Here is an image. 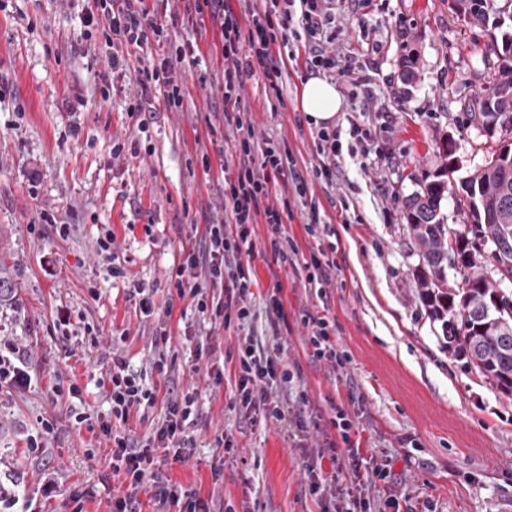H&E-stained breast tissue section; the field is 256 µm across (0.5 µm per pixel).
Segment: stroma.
Listing matches in <instances>:
<instances>
[{
	"label": "stroma",
	"instance_id": "1",
	"mask_svg": "<svg viewBox=\"0 0 512 512\" xmlns=\"http://www.w3.org/2000/svg\"><path fill=\"white\" fill-rule=\"evenodd\" d=\"M0 11V274L18 286L13 305L0 309V338L24 347L31 364L28 387H0V512H109L113 495L126 492L112 472V444L71 425L72 409L109 417L97 360L123 350L131 370L159 382L148 355L155 319L141 316L132 288L155 289L157 305L172 302V336L178 316L195 322L188 300L171 298L167 279L190 225L215 214V180L230 145L224 141L219 27L212 20L177 26L172 43H198L199 65L187 66L184 108L157 110L139 130L125 110L135 92L133 75L117 79L103 95L101 57L87 53V0H5ZM484 31L471 27L448 0H361L357 11L337 13L334 47L350 59L370 91L368 111H355L345 75L331 80L343 106L342 172L333 186L311 180L308 196L330 219L308 234L306 208L289 196L293 216L285 227L304 259L321 254L332 268L323 285L308 284L302 263L276 262L266 225L255 227L252 303L255 320L221 331V348L247 336L281 350L299 376L289 397L306 396L307 438L297 442L287 425L229 410L234 376L213 387L193 374L194 357L179 352V387H195L200 408L196 446L185 463L158 455L162 473L185 489L215 493L233 512H324L327 498L310 494L308 469L329 441L332 421L344 411L352 440L364 455L387 465V481L370 484L375 503L396 494L400 512H512V397L502 395L464 358L449 353L440 323L418 298L415 271L420 248L407 230L404 203L422 183L449 169L448 181L484 165L487 147L512 144V132L482 130L461 108L489 85L495 59ZM415 49L419 75L401 76V60ZM308 74L291 71L281 97L262 76L246 85L258 138L285 142L297 167L317 165L313 124L300 109ZM76 110H68L70 102ZM373 138L350 136V122ZM122 143L120 157L112 147ZM211 170H204L202 154ZM68 225L60 237L55 224ZM115 236L112 255L97 241ZM124 268L113 276L112 266ZM279 293L288 329L268 318L269 299ZM72 322L100 334L99 347L57 325L59 307ZM336 322L342 369L310 360L304 315ZM77 380V396L56 394ZM54 433L46 458L34 456L27 438ZM225 434L232 451L216 448ZM59 481L56 496L41 485L46 466ZM220 479H213V468Z\"/></svg>",
	"mask_w": 512,
	"mask_h": 512
}]
</instances>
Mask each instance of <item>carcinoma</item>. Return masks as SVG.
I'll return each mask as SVG.
<instances>
[{"mask_svg": "<svg viewBox=\"0 0 512 512\" xmlns=\"http://www.w3.org/2000/svg\"><path fill=\"white\" fill-rule=\"evenodd\" d=\"M454 13L489 36L496 63L492 84L474 93L465 105L473 120L485 129L512 130V34L496 31L504 26L501 15L512 20V0H449ZM470 200L478 239L501 241L500 250L484 256L470 245L468 236L454 237L449 245L448 225L441 206L448 182L433 180L406 199L410 233L417 240L424 265L416 272L418 296L430 318L441 323L448 350L461 354L470 365L507 396H512V291H502L485 271V262L512 268V149L506 146L458 186ZM464 268L462 285H448V253Z\"/></svg>", "mask_w": 512, "mask_h": 512, "instance_id": "1", "label": "carcinoma"}]
</instances>
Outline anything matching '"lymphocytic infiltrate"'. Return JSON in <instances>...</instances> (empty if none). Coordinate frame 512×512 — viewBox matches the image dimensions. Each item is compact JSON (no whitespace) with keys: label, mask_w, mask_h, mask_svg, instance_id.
Masks as SVG:
<instances>
[{"label":"lymphocytic infiltrate","mask_w":512,"mask_h":512,"mask_svg":"<svg viewBox=\"0 0 512 512\" xmlns=\"http://www.w3.org/2000/svg\"><path fill=\"white\" fill-rule=\"evenodd\" d=\"M210 16L219 24L224 57L222 73L224 135L232 142L230 158L221 167L224 216L208 221L200 231L189 235L179 258L170 269L179 298L189 299L199 313L223 320H247L251 314L250 286L254 270L246 258L252 255V224L270 228L271 248L282 253L287 207L271 202L277 185L291 187L299 195L306 192L301 171L285 166L281 148L273 140H257L246 102L245 88L255 74H262L269 92L281 96L288 62L311 73L333 75L336 70L351 72V65H340L330 46L336 38V0H263L262 6L245 5L234 11L226 0H185L184 14L159 13L148 8L146 0H94L87 11V22L100 25L103 39L99 51L107 67L101 81L112 87L116 72L133 71L137 91L127 112L139 128H146L144 115L153 111V95H161L169 112L182 111L185 89L182 72L196 61L198 44L170 45L169 33L179 21ZM149 50L150 59L138 67L130 65V48ZM341 131L334 126L316 130L315 144L320 162L313 176L333 184L340 168L338 153ZM139 308L156 317L151 340V368L169 383L175 377L178 352L168 329L171 310L157 312L152 291L139 289ZM280 355L271 354L245 339L236 353L238 366L228 399L229 409L262 411L264 419L281 421L293 416L297 432H304L301 412H288L277 386L291 381ZM111 403V419L95 418L87 412H72L76 426H83L112 443V470L128 483L124 494L113 496L111 512H139L137 491L144 485L153 489L154 512H215L212 498L183 490L169 478L153 470L154 453L162 448L173 461L185 462L194 448L195 426L200 415L195 391H178L169 386L159 390L143 375L130 372L124 356L115 354L101 361ZM166 407L150 435L134 438L113 429V422H128L145 415L157 403Z\"/></svg>","instance_id":"1"}]
</instances>
